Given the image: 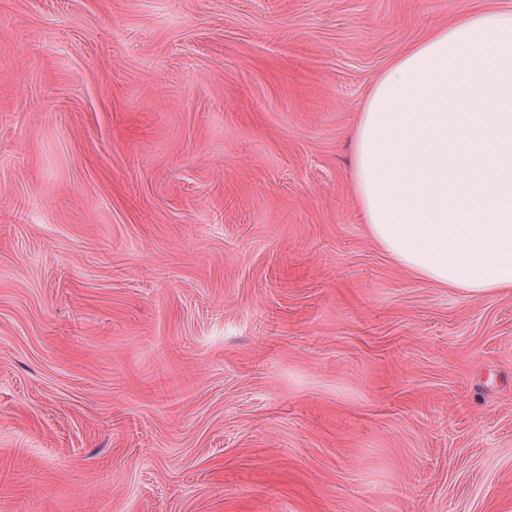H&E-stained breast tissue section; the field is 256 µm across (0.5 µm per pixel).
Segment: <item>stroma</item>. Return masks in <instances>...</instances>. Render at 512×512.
Masks as SVG:
<instances>
[{
  "label": "stroma",
  "instance_id": "1",
  "mask_svg": "<svg viewBox=\"0 0 512 512\" xmlns=\"http://www.w3.org/2000/svg\"><path fill=\"white\" fill-rule=\"evenodd\" d=\"M512 0H0V512H512V291L372 239L354 133Z\"/></svg>",
  "mask_w": 512,
  "mask_h": 512
}]
</instances>
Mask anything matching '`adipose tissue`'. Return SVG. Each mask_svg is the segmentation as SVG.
Here are the masks:
<instances>
[{
    "label": "adipose tissue",
    "instance_id": "adipose-tissue-1",
    "mask_svg": "<svg viewBox=\"0 0 512 512\" xmlns=\"http://www.w3.org/2000/svg\"><path fill=\"white\" fill-rule=\"evenodd\" d=\"M355 144V193L394 261L473 296L512 291V12L468 16L396 57Z\"/></svg>",
    "mask_w": 512,
    "mask_h": 512
}]
</instances>
